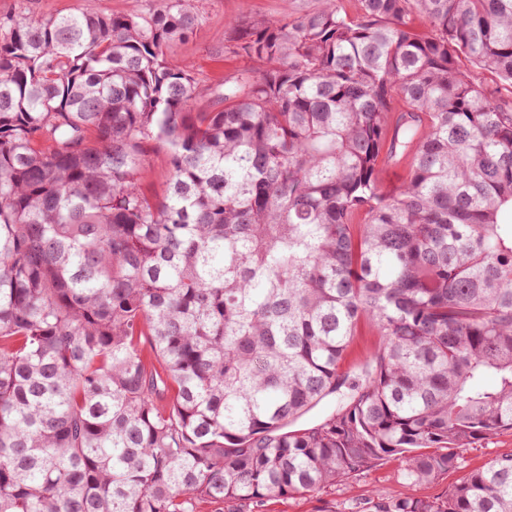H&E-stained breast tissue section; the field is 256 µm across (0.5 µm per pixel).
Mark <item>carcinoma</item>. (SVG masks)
<instances>
[{"instance_id": "obj_1", "label": "carcinoma", "mask_w": 512, "mask_h": 512, "mask_svg": "<svg viewBox=\"0 0 512 512\" xmlns=\"http://www.w3.org/2000/svg\"><path fill=\"white\" fill-rule=\"evenodd\" d=\"M196 21L0 19V512H256L392 456L427 486L512 431V0L235 21L258 75L201 111ZM367 504L512 512V453ZM165 154L166 148L162 144L148 145V169L144 185L156 193H161L165 188ZM409 167L405 162L401 167H388L386 165H380L378 178L386 190H394L398 188L408 177ZM377 341L378 337L373 327L367 322H362L358 326L357 332L348 349L347 361L344 368H347L348 364L352 362L363 360L373 349Z\"/></svg>"}]
</instances>
